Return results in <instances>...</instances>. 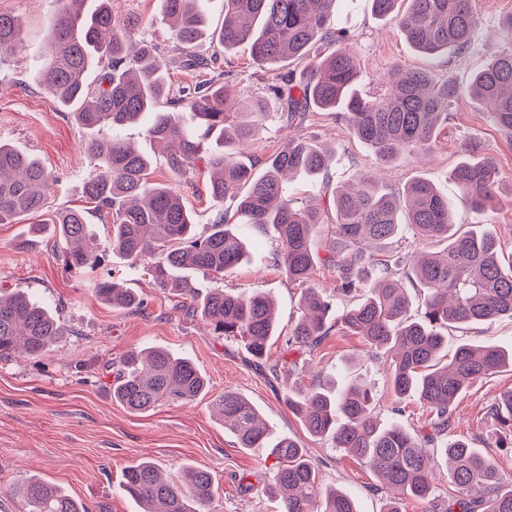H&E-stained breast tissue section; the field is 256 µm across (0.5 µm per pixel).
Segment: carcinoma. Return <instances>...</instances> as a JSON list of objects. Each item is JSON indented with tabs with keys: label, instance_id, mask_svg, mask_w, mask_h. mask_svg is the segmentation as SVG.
Instances as JSON below:
<instances>
[{
	"label": "carcinoma",
	"instance_id": "cac0c4a2",
	"mask_svg": "<svg viewBox=\"0 0 512 512\" xmlns=\"http://www.w3.org/2000/svg\"><path fill=\"white\" fill-rule=\"evenodd\" d=\"M49 25L43 92L80 125L100 132L83 144L97 173L83 187L85 202L99 213L112 214L108 249L147 264L154 284L183 298L186 315L205 321L216 336L243 345L253 362L267 365L270 340L278 333L274 302L264 293H231L197 286L178 271L197 269L222 278L248 260V241L273 231L278 241L277 266L292 283L303 286L304 315L294 325L288 344L314 349L331 332L359 336L368 345L392 351L391 390L397 399L415 396L429 415L422 430L408 432L399 424L380 423L374 413L373 387L362 379L336 390L316 385L308 392L288 390V410L308 434L361 459L379 481L397 493L389 512L413 496L428 498L438 459L447 460L448 500L443 512H512V489L501 492L494 463L463 440L448 442L453 407L476 381L512 367V353L499 347L460 341L443 360L448 337L443 331L470 324L512 318V252L504 254L493 229L460 233L448 196L425 177L408 181L397 192H384L360 175L352 188L338 187L328 201L335 214L332 240L319 242L327 210L301 202L285 182L327 167L333 149L304 138L291 139L267 158L262 171L246 163L238 147L259 134L268 115L269 98L280 100L286 120L305 123L310 108L333 112L350 134L384 163L404 152L431 147L437 131L448 123V107L460 92L479 104L501 130L512 133V49L490 60L466 87L453 75L438 77L429 69L393 73L382 94L359 89V64L352 36L335 27L339 0H220L224 21L213 28L200 0H160L181 50L180 67L209 72L216 57L199 53L215 42L229 53L246 44L252 63L261 70L315 57L301 71L274 73L269 97L253 101L247 112H230L224 86L202 80L170 97L169 63L152 45H127L126 31L112 17L111 0H56ZM373 15L394 22L415 51L430 57L466 53L479 25L472 0H369ZM22 44L21 24L0 13V51ZM99 71L96 82L88 75ZM140 124L147 137L162 146L173 177L187 179L196 162L206 165L207 189L214 200H237L239 221L219 215L205 236L195 235L192 212L171 185L148 179L151 160L121 136L124 127ZM474 210L481 211L499 190V173L489 157L478 156L474 141L451 171ZM52 183L49 171L35 158L0 143V224H11L45 204ZM65 243L66 269L93 273L105 253L91 247L92 225L85 210L66 209L53 222ZM414 242H445L436 252L392 256L387 244L404 234ZM336 271V290L328 294L314 282L318 268ZM427 290L421 316H407L406 283ZM97 294L114 308L140 307L134 292L110 279L96 283ZM359 302L339 310L338 297ZM64 336L60 319L45 306L17 292L0 295V359L16 354L40 358ZM207 388L205 377L187 357L164 350L128 353L116 369L112 400L134 412L161 402L192 401ZM224 428L241 448L273 445L278 467L270 492L280 512H358L355 501L336 489H325L306 450L290 437L270 442L258 409L243 395L225 391L217 403ZM489 413L503 436L501 448L512 447V390L501 394ZM124 491L141 512H208L214 495L211 473L190 468L163 476L141 461L126 467ZM26 512H88L58 488L28 480L21 488Z\"/></svg>",
	"mask_w": 512,
	"mask_h": 512
}]
</instances>
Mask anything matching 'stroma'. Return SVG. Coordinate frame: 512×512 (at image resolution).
<instances>
[{"mask_svg":"<svg viewBox=\"0 0 512 512\" xmlns=\"http://www.w3.org/2000/svg\"><path fill=\"white\" fill-rule=\"evenodd\" d=\"M482 25L471 50L435 60L419 55L395 23L378 20L368 0H343L336 25L355 37L353 49L362 73L361 88L382 92V80L393 68H430L453 73L468 83L474 72L501 54L506 38L504 17L512 0H473ZM54 0H0V13L17 17L23 46L0 51V142L37 157L55 179L42 211L12 224H0V291H25L57 312L65 334L42 358L0 359V512H24L10 486L38 478L81 501L89 512H138L121 487L127 465L150 461L162 473L200 467L211 472L215 495L210 512H277L268 493L277 459L267 448L239 447L234 435L217 421L214 402L232 390L248 398L263 415L275 437L300 442L318 469L324 486L343 491L359 512H386L389 493L360 460L333 448L329 441L308 435L283 399L285 388L302 391L314 384H344L360 378L376 390V413L382 423L396 422L408 431L423 426L428 413L413 397L397 399L390 389L389 359L360 337L331 334L314 351L287 345L285 335L300 319L302 288L289 282L274 262L275 244L259 235L249 246L246 264L214 281L197 270L186 276L198 285L242 293L271 294L279 313L280 336L269 350L279 364L278 377L255 368L234 340L213 335L201 319L179 311L178 296L160 291L146 269L126 260L106 258L103 269L139 295L142 305L122 310L104 303L94 290L93 276L65 269L62 240L48 231L58 211L85 205L83 186L95 168L82 151L91 132L78 124L39 86V70L48 38ZM112 11L125 23L133 41H147L167 59L177 56V44L160 10L159 0H112ZM221 69L230 96L248 105L265 92L268 74L255 67L247 48L222 56ZM307 137L334 147L327 175L313 180L294 178L288 188L300 201L321 199L324 187L347 186L357 175H371L395 191L413 177L432 180L448 195L457 230L475 224L493 225L505 250H512V134L486 117V109L463 97L449 110L430 153L402 155L397 162L376 160L342 121L329 112L311 113L305 126H286L279 113L264 121L257 139L245 153L254 169L278 152L287 137ZM481 144L500 174L501 204L476 214L469 200L450 179L468 139ZM206 171L177 183L194 215L197 232H205L216 213H235L236 204L212 201L206 191ZM44 225L39 237L30 227ZM166 349L190 358L209 381L203 396L136 413L114 402L113 371L131 350ZM512 388V371L476 381L455 410L452 437L468 440L493 459L500 483L512 488V450L498 449V425L488 413L499 393Z\"/></svg>","mask_w":512,"mask_h":512,"instance_id":"1","label":"stroma"}]
</instances>
